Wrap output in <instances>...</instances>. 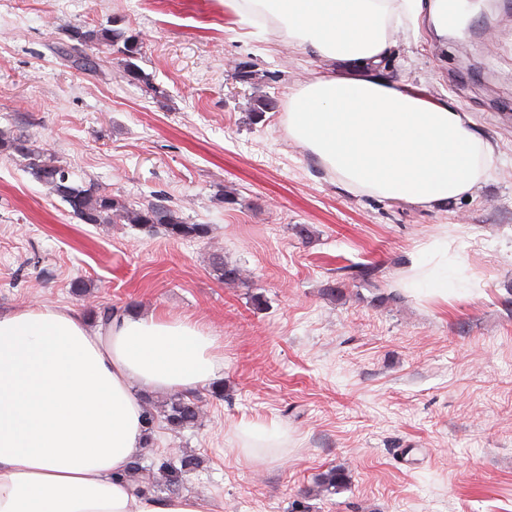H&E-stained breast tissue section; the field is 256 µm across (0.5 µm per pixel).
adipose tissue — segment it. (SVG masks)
I'll use <instances>...</instances> for the list:
<instances>
[{
  "label": "adipose tissue",
  "instance_id": "adipose-tissue-1",
  "mask_svg": "<svg viewBox=\"0 0 512 512\" xmlns=\"http://www.w3.org/2000/svg\"><path fill=\"white\" fill-rule=\"evenodd\" d=\"M243 20L273 18L332 71L288 100V134L349 193L443 208L493 175L494 149L469 113L385 78L403 19L448 34V0H225ZM403 284L447 299L466 285L447 237L423 243ZM224 367L198 323L125 311L107 323L48 305L0 312V512H207L189 495L134 494L123 477L146 444L137 388L194 391ZM277 426L244 423L248 460L276 457Z\"/></svg>",
  "mask_w": 512,
  "mask_h": 512
}]
</instances>
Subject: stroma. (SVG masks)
<instances>
[{
    "label": "stroma",
    "mask_w": 512,
    "mask_h": 512,
    "mask_svg": "<svg viewBox=\"0 0 512 512\" xmlns=\"http://www.w3.org/2000/svg\"><path fill=\"white\" fill-rule=\"evenodd\" d=\"M83 25L137 35L143 81L112 53L97 73L71 67L67 31ZM329 68L224 0H0V129L128 204L163 196L211 228L185 241L82 223L0 155V309L132 305L218 336L223 396L199 387L200 425L157 419L143 451L199 457L181 491L213 512H291L298 498L310 512H512V0L471 5L445 39L403 24L382 65L469 112L495 148L493 179L447 209L346 193L289 138V95ZM261 96L276 107L256 120ZM439 236L472 286L409 296L411 256ZM217 250L246 284L218 280ZM357 265L374 278H352ZM253 422L286 431L281 460L237 454ZM331 468L348 475L336 493L317 486Z\"/></svg>",
    "instance_id": "35a3bbf8"
}]
</instances>
